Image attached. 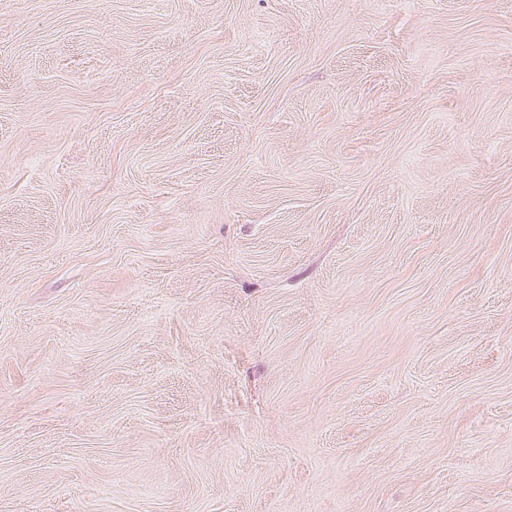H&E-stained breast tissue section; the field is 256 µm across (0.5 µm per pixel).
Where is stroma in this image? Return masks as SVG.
<instances>
[{"instance_id": "obj_1", "label": "stroma", "mask_w": 512, "mask_h": 512, "mask_svg": "<svg viewBox=\"0 0 512 512\" xmlns=\"http://www.w3.org/2000/svg\"><path fill=\"white\" fill-rule=\"evenodd\" d=\"M0 512H512V0H0Z\"/></svg>"}]
</instances>
